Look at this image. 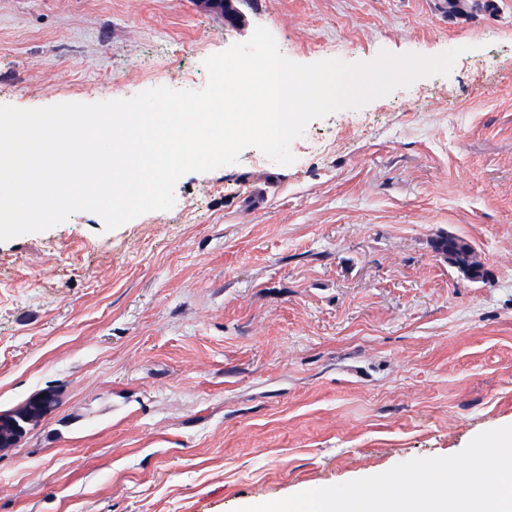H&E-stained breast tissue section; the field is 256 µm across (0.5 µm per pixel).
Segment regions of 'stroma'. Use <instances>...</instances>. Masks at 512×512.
I'll return each mask as SVG.
<instances>
[{"mask_svg": "<svg viewBox=\"0 0 512 512\" xmlns=\"http://www.w3.org/2000/svg\"><path fill=\"white\" fill-rule=\"evenodd\" d=\"M0 0V105L199 91L267 28L290 60L464 53L312 121L293 164L191 172L112 231L0 242V512H236L512 425V0ZM467 240L473 279L435 250ZM235 2L243 0H199L206 10L222 16L229 27L239 29L245 25V15ZM57 402L54 391L44 393L37 399L35 407H22L16 410L0 413V426L7 429L0 434V447L14 446L27 433L28 427L37 423L49 413Z\"/></svg>", "mask_w": 512, "mask_h": 512, "instance_id": "stroma-1", "label": "stroma"}]
</instances>
